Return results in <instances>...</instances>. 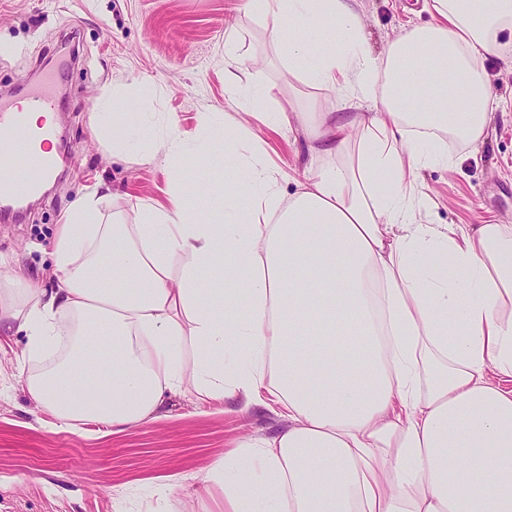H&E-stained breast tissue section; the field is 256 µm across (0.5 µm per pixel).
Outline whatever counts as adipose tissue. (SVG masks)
Segmentation results:
<instances>
[{"label":"adipose tissue","instance_id":"adipose-tissue-1","mask_svg":"<svg viewBox=\"0 0 512 512\" xmlns=\"http://www.w3.org/2000/svg\"><path fill=\"white\" fill-rule=\"evenodd\" d=\"M356 3L246 0L283 65L322 42L300 81L362 111L269 108L274 87H241L224 51L244 114L307 134L311 168L291 197L249 126L226 135L203 113L191 140L130 113L113 154L146 135L177 159L223 135L234 193L210 219L208 198L193 207L173 189L109 219L105 196L78 198L55 243V290L0 255V332L25 334L31 358L62 350L23 376L61 429L120 432L183 389L283 418L211 467L224 512H512V226L416 220L433 204L419 173L456 170L448 142L478 144L501 104L483 62L512 55L499 41L512 0H430L433 23L378 54ZM216 265L220 289L203 284ZM104 269L113 283L95 287Z\"/></svg>","mask_w":512,"mask_h":512}]
</instances>
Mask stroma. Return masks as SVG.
<instances>
[{
    "mask_svg": "<svg viewBox=\"0 0 512 512\" xmlns=\"http://www.w3.org/2000/svg\"><path fill=\"white\" fill-rule=\"evenodd\" d=\"M366 38L375 51L403 28L432 21L424 0H359ZM238 34L239 81H263L289 95L327 100L276 58L260 19L242 0H0V94L26 86L39 61L50 59L63 77L66 99L56 112L69 152L59 160L63 175L37 194L20 221H0V254L16 258L20 272L44 290L57 287L52 251L65 212L94 185L111 189L105 213L136 198L165 200L178 188L187 202L223 192L225 148L190 152L168 161L142 162L139 154L112 155V138L124 131L127 113H154L195 134L199 113L235 125L236 100L224 89L228 29ZM484 68L507 102L495 111L482 142L467 149L457 172H422L432 209L418 212L423 224L512 225V66L487 56ZM147 93L131 96L134 78ZM112 99L109 134L91 123L101 96ZM277 163L289 174L285 194L296 189L310 163L301 129L274 135ZM26 338L0 343V512H224L223 476L200 478L223 459L237 439L272 434L281 426L270 410L240 411L236 402L197 405L193 393L168 397L157 418L109 433L105 426L70 430L54 426L24 390L21 370L39 368L24 357ZM177 487L161 492L162 482Z\"/></svg>",
    "mask_w": 512,
    "mask_h": 512,
    "instance_id": "stroma-1",
    "label": "stroma"
}]
</instances>
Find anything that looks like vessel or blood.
I'll return each mask as SVG.
<instances>
[{"instance_id":"b4317fda","label":"vessel or blood","mask_w":512,"mask_h":512,"mask_svg":"<svg viewBox=\"0 0 512 512\" xmlns=\"http://www.w3.org/2000/svg\"><path fill=\"white\" fill-rule=\"evenodd\" d=\"M55 80L54 74H46L42 82L30 85L20 99L0 96V141L12 146L11 151L0 153L2 212H11L15 205L38 193L41 183L56 173V161L51 156L39 157L37 169L31 174L22 172L16 164L17 151H36L37 136L27 128L24 110L29 107L42 112L56 111Z\"/></svg>"}]
</instances>
